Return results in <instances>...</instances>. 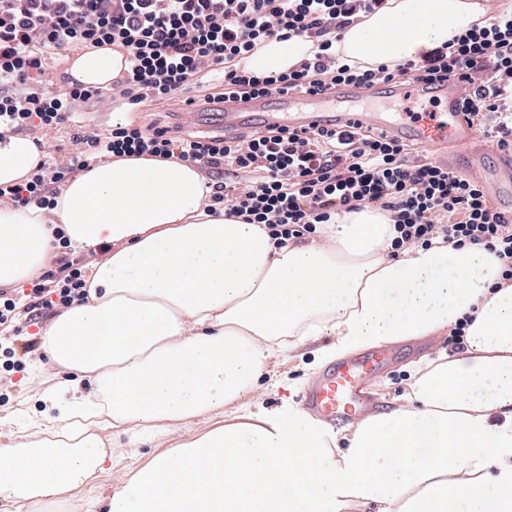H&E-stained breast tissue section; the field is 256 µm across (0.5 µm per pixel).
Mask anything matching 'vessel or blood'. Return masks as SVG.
<instances>
[{
	"instance_id": "vessel-or-blood-1",
	"label": "vessel or blood",
	"mask_w": 512,
	"mask_h": 512,
	"mask_svg": "<svg viewBox=\"0 0 512 512\" xmlns=\"http://www.w3.org/2000/svg\"><path fill=\"white\" fill-rule=\"evenodd\" d=\"M472 88L414 82L405 86L380 84L369 89L340 87L324 96L291 92L222 105L217 129L231 137L250 123L314 128L326 124L345 130L369 125L400 141H421L443 150L442 163L480 182L500 196L512 195V153L495 154L493 147L466 120L463 101ZM388 353L376 350L337 363L311 384L303 408L337 426L353 420L365 407L363 381L386 363Z\"/></svg>"
}]
</instances>
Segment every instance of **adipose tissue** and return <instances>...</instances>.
I'll return each instance as SVG.
<instances>
[{"label":"adipose tissue","instance_id":"obj_1","mask_svg":"<svg viewBox=\"0 0 512 512\" xmlns=\"http://www.w3.org/2000/svg\"><path fill=\"white\" fill-rule=\"evenodd\" d=\"M481 0H388L336 44L362 68L419 58L481 22ZM303 37L269 40L256 73L310 57ZM104 45L66 74L108 89L126 65ZM40 159L0 139V186ZM193 165L108 159L71 178L52 209L0 207V286L48 262L54 232L83 252L109 246L88 297L43 331L50 364L73 372L27 434L0 446V501L14 512L79 498L131 462L104 512H512V282L498 259L443 240L391 255L380 209L337 215L320 239L275 240L266 225L208 211ZM465 322L466 347L414 367L392 410L337 430L282 398L274 359L320 342L322 361ZM92 384L82 393L81 381ZM154 443L153 454L135 449Z\"/></svg>","mask_w":512,"mask_h":512}]
</instances>
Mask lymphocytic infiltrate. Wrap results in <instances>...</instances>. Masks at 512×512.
<instances>
[{"label": "lymphocytic infiltrate", "instance_id": "f902f5d3", "mask_svg": "<svg viewBox=\"0 0 512 512\" xmlns=\"http://www.w3.org/2000/svg\"><path fill=\"white\" fill-rule=\"evenodd\" d=\"M386 0H0V130L33 133L72 120L84 103L120 101L132 111L156 101L191 103L192 89L222 73L221 92L205 102L303 91L322 94L340 84L369 86L407 80H465L472 124L498 148L512 150V9L495 12L421 61L362 69L343 63L335 45L360 16ZM294 36L316 45L312 58L291 70L257 74L245 59L264 41ZM121 44L129 69L111 89L49 87V55ZM80 168L107 157L152 156L196 166L211 205L247 224H264L277 238L316 234L332 216L364 206L388 211L392 251L439 238L457 247L480 246L512 280V218L494 210L486 189L448 172L405 144L356 126L296 132L270 127L232 139L182 135L169 127L118 123L72 140ZM69 167L41 163L23 183L0 187V205L53 206ZM85 265L57 251L51 267L18 297L0 291V326L23 312L69 306L87 297Z\"/></svg>", "mask_w": 512, "mask_h": 512}]
</instances>
